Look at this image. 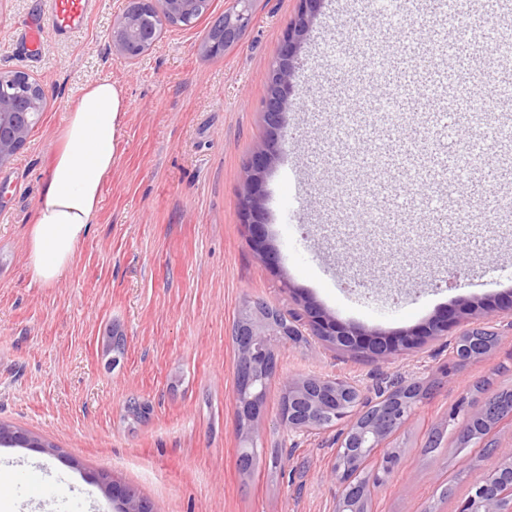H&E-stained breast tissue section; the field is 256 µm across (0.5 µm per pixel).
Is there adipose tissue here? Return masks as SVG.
Returning a JSON list of instances; mask_svg holds the SVG:
<instances>
[{"label": "adipose tissue", "mask_w": 512, "mask_h": 512, "mask_svg": "<svg viewBox=\"0 0 512 512\" xmlns=\"http://www.w3.org/2000/svg\"><path fill=\"white\" fill-rule=\"evenodd\" d=\"M126 111L122 88L108 80L86 85L69 107L28 232L33 281L46 286L58 281L89 235L117 159Z\"/></svg>", "instance_id": "ef3b65f1"}]
</instances>
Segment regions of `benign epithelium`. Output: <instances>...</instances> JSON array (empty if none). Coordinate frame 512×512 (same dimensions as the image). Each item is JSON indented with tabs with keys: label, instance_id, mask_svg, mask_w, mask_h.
<instances>
[{
	"label": "benign epithelium",
	"instance_id": "obj_1",
	"mask_svg": "<svg viewBox=\"0 0 512 512\" xmlns=\"http://www.w3.org/2000/svg\"><path fill=\"white\" fill-rule=\"evenodd\" d=\"M297 2V13L285 31L277 63L268 73L265 122L269 139L254 150L245 167L240 198L242 224L249 241L254 250L264 255L273 251L265 225V175L278 157L276 146L287 137L286 113L288 98L294 93V62L324 4V0ZM253 3L254 0H227L220 36L203 43L206 55L222 56L224 50L239 41L253 23ZM138 5L152 14L151 25H141L137 11L129 10L116 17L111 28L112 52L129 60L149 51L164 28L194 26L210 13L212 0H138ZM47 107L41 86L28 73L0 71V166L9 163L26 143L32 122L39 120ZM477 307L485 312V318L505 322L512 328V298L493 307L464 303L459 310L441 313L420 328L394 334L367 331L343 322L310 299L304 300L302 312L291 314L282 325L275 324L270 316L273 307L262 302L246 304L233 331L238 349L236 409L242 441L254 444L264 384L277 372L278 349L293 337L310 336L384 364L420 347L428 337L448 335ZM478 335L476 329L461 330L448 344L449 357L456 361L485 357L492 345L481 343ZM431 395V388H414L407 380L397 378L378 387L371 398L347 377L311 376L284 386L280 421L288 431L303 436L346 425L336 442L333 468L338 487L336 512H368L366 500L347 490L348 485L358 475L370 489L393 477L401 457L387 442L411 410ZM505 416L512 418V409L502 407L498 392L473 401L457 439L467 442L475 434L476 424L496 425ZM364 448L379 456V464L366 471L358 468ZM492 452L497 454L494 466L474 484L473 492L461 501L457 512H512V449L494 448ZM104 491L123 501L122 512H153L151 506L137 502L133 495L116 491L110 482L104 484Z\"/></svg>",
	"mask_w": 512,
	"mask_h": 512
}]
</instances>
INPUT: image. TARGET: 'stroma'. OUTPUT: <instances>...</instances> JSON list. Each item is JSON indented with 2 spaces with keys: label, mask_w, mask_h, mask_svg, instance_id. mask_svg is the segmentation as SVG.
<instances>
[{
  "label": "stroma",
  "mask_w": 512,
  "mask_h": 512,
  "mask_svg": "<svg viewBox=\"0 0 512 512\" xmlns=\"http://www.w3.org/2000/svg\"><path fill=\"white\" fill-rule=\"evenodd\" d=\"M45 0H0V70L42 85L44 112L14 159L0 167V424L35 447L0 444V512H119L109 480L154 512H335V431L315 438L280 422L285 382L343 375L364 389L383 378H441L436 394L393 436L402 466L374 488L371 512H456L492 467L487 444L512 445V420L484 443L460 446L457 411L512 388V329L486 357L440 377L445 340L431 337L386 366L315 340L287 343L267 386L252 471L240 461L232 330L246 303L283 312L311 298L366 330L395 332L512 294V223L460 227L467 210L512 206V190L486 167L477 182L448 171L449 204L427 213L431 185L404 176L395 193L409 239L358 233L344 222L346 178L331 161L332 110L353 69L370 71L367 40L417 49L440 30L471 34L438 0H325L292 78L288 143L266 177L276 266L250 246L241 221L244 170L266 135L267 74L297 0H256L250 29L223 56L202 43L225 0L194 27L165 28L136 61L112 52L110 27L128 0H99L86 26L46 33L29 54L22 23ZM122 87L129 109L118 158L89 236L70 270L43 286L30 276L27 230L52 144L70 101L89 82ZM121 351H113V335ZM440 432L441 443L427 440Z\"/></svg>",
  "instance_id": "stroma-1"
}]
</instances>
